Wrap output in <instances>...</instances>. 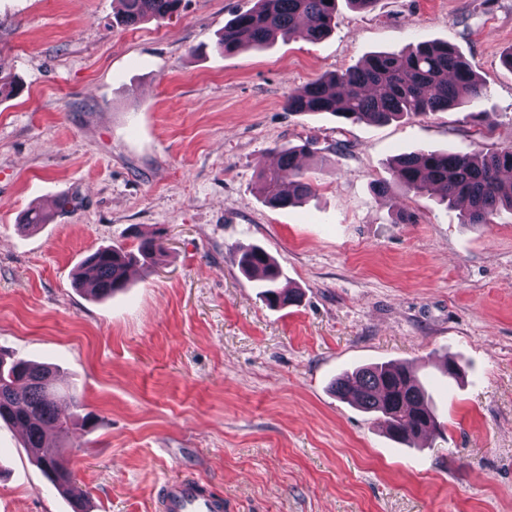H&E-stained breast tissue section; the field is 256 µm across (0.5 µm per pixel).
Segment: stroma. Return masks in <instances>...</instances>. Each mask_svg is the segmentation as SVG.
<instances>
[{"label":"stroma","instance_id":"1","mask_svg":"<svg viewBox=\"0 0 512 512\" xmlns=\"http://www.w3.org/2000/svg\"><path fill=\"white\" fill-rule=\"evenodd\" d=\"M254 3L183 0L127 26L119 0H0V81L19 85L0 96V348L54 365L61 410L93 414L67 449L89 512H153L175 476L224 512H512V211L474 226L390 184L401 153L512 147V0L343 4L320 41L219 50ZM418 42L471 62L480 118L287 110L316 79ZM304 143L313 194L270 206L260 173ZM33 208L46 224L21 230ZM151 234L154 273L133 268L106 299L76 286L92 250ZM240 244L276 258L297 303L267 305ZM448 356L458 380L440 374ZM392 362L431 383L441 426L423 446L332 392ZM0 512H71L1 422Z\"/></svg>","mask_w":512,"mask_h":512}]
</instances>
